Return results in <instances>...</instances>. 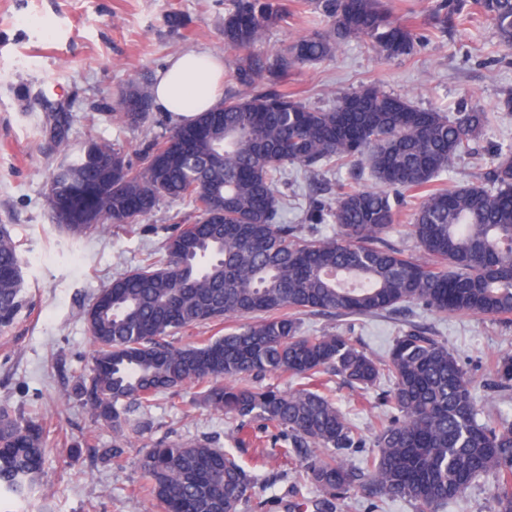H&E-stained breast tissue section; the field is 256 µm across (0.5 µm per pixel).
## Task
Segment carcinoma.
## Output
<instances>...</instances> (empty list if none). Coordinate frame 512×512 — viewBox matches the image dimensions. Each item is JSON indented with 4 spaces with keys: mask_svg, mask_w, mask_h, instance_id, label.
Wrapping results in <instances>:
<instances>
[{
    "mask_svg": "<svg viewBox=\"0 0 512 512\" xmlns=\"http://www.w3.org/2000/svg\"><path fill=\"white\" fill-rule=\"evenodd\" d=\"M309 3L333 26L262 56L253 47L287 21L285 0H228L224 43L243 52L233 77L247 93L189 121L205 131L191 145L182 144L178 123L146 147L133 171L120 149L90 139L52 172L49 210L73 238L106 224H136L163 198L191 207L158 255L114 278L85 310L95 354L78 392L121 443L128 421L122 402L147 412L159 394L200 385L201 401L239 429L258 422L277 432L267 456L299 461L322 494L324 512L358 490L437 512L488 472L496 475L493 512H512V422L478 419L471 380L454 351L411 329L376 359L342 334L310 336L301 328L303 314L368 317L401 305L512 321V208L503 203L512 196V148L497 155L492 187H434L489 124L491 112L481 105L446 115L373 86L319 109L267 88L352 39L389 60L415 48L412 24L393 16L384 0ZM467 7L512 48V0H440L432 8L438 29ZM352 98L364 130L358 140L338 128L339 110ZM117 99L118 120L145 122L152 105L147 85L132 82ZM67 125L65 116H46L61 151ZM108 159L112 183L89 194L87 185L102 176ZM352 160L368 164L378 187L339 194L332 208L336 236L308 239L283 223L278 184L288 171L316 176ZM393 191L421 194L410 225L416 255L383 238L397 218ZM21 284L17 245L2 225L0 328L22 307ZM226 320L238 326L198 345L169 341L178 330ZM492 370L497 391L511 393L512 356L494 358ZM276 373L304 384L283 391L257 383ZM325 374L362 392L383 376L394 380L386 397L390 415L371 439L320 391ZM367 445L372 452L358 467L336 460L338 450ZM44 456L41 424L0 406V490L27 496ZM139 467L162 512H240L265 493L257 475L209 438L156 441Z\"/></svg>",
    "mask_w": 512,
    "mask_h": 512,
    "instance_id": "carcinoma-1",
    "label": "carcinoma"
}]
</instances>
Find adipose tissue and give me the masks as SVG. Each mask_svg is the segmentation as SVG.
<instances>
[{
	"label": "adipose tissue",
	"instance_id": "adipose-tissue-1",
	"mask_svg": "<svg viewBox=\"0 0 512 512\" xmlns=\"http://www.w3.org/2000/svg\"><path fill=\"white\" fill-rule=\"evenodd\" d=\"M224 63L203 51H191L174 60L154 87V104L182 122L209 110L220 97Z\"/></svg>",
	"mask_w": 512,
	"mask_h": 512
}]
</instances>
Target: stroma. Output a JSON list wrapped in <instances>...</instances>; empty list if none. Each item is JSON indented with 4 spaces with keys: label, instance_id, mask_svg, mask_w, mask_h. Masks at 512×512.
Masks as SVG:
<instances>
[{
    "label": "stroma",
    "instance_id": "1",
    "mask_svg": "<svg viewBox=\"0 0 512 512\" xmlns=\"http://www.w3.org/2000/svg\"><path fill=\"white\" fill-rule=\"evenodd\" d=\"M436 0H389L397 15H410L424 37L405 58L377 59L359 40L343 44L326 60L293 70L275 85L318 108H330L339 91L375 84L407 97L422 109L457 112L476 103L495 105L512 94V51L505 50L485 17L470 14L454 29H433L429 9ZM227 0H0V225L19 246L24 302L12 325L0 331V404L36 418L47 450L40 485L25 498L4 496L9 512H161L144 489L141 450L163 439L209 437L246 471L266 477L280 500L271 512H317L320 494L303 469L266 456L272 437L258 425L237 431L224 415L205 407L191 385L161 395L150 412L128 405L127 442L114 452L112 430L95 422L75 392L88 373L94 346L82 320L101 288L117 274L138 267L160 248L186 207L162 200L135 227L109 226L81 239L54 223L46 202L50 173L63 159L51 147L42 120L67 115L68 142H109L141 165L146 145L173 126L172 117L151 109L138 127L114 121L117 90L131 82L154 84L175 56L205 49L224 61V93L243 94L232 77L238 53L224 44ZM287 23L269 29L257 51L271 54L283 44L322 30L331 20L306 0H288ZM512 147V112L496 113L471 155L455 160L435 184H490L498 150ZM366 165H343L314 178L291 175L280 190L286 217L308 236L330 237L332 218L306 222L312 203L331 208L342 188L370 189ZM418 328L459 357L474 380L479 415L512 421V395L492 386L491 361L512 353V323L488 316H445L410 307L367 318L306 315L304 332H334L368 353L384 356L394 336ZM392 387L381 380L364 396L332 383L337 405L366 436H373Z\"/></svg>",
    "mask_w": 512,
    "mask_h": 512
}]
</instances>
